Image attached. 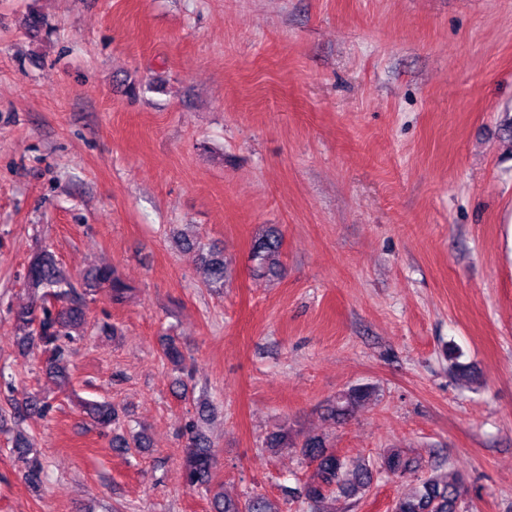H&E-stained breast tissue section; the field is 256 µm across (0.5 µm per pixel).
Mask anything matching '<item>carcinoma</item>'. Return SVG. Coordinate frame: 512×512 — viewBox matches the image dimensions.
Here are the masks:
<instances>
[{
  "instance_id": "carcinoma-1",
  "label": "carcinoma",
  "mask_w": 512,
  "mask_h": 512,
  "mask_svg": "<svg viewBox=\"0 0 512 512\" xmlns=\"http://www.w3.org/2000/svg\"><path fill=\"white\" fill-rule=\"evenodd\" d=\"M282 246V237L275 231L260 239L253 248V260L257 268L271 270L276 265ZM201 262L207 272L205 285L209 288L224 287V255L210 250L201 255ZM25 284L31 293L29 304L14 313L19 330L22 332L20 347L27 351L34 347L45 354L44 372L59 385L71 383L69 372L70 352L68 343L74 335L83 332L86 324V296L97 288L108 290L115 303L129 298L131 288L121 278L116 268L98 266L85 278L86 291L80 293L65 272L58 266L52 253L43 251L29 263ZM164 358L182 372L185 357L169 339L163 348ZM371 391L366 387L351 389L330 409L333 419L344 416L354 404L366 399ZM82 413L92 423L102 428L120 427L122 419L118 410L107 401L83 400ZM48 404L38 395L22 403L23 418L42 416ZM185 456L183 475L192 488H209L215 467V454L211 441L201 432L185 430ZM301 455L314 466L311 477L304 484L299 497L313 509V512H333L327 507L330 495L336 491L351 499L362 496L373 481V468L358 457L336 454L327 445L322 435H310L300 446ZM12 455L24 482L37 489L42 482L43 466L37 450L29 437L19 429L13 441ZM380 469L393 476H402L412 471V461L401 451H387ZM465 493L462 480L452 479L438 473L437 468L416 477L407 489L392 501L390 512H458V501ZM212 512H283L279 504L262 495L231 498L222 491L213 494Z\"/></svg>"
}]
</instances>
